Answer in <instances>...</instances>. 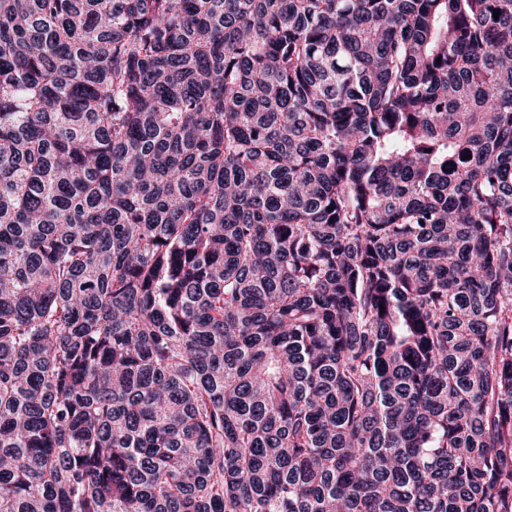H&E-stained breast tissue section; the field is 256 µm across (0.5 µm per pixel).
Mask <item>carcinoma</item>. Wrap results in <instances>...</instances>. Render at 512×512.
I'll use <instances>...</instances> for the list:
<instances>
[{
	"mask_svg": "<svg viewBox=\"0 0 512 512\" xmlns=\"http://www.w3.org/2000/svg\"><path fill=\"white\" fill-rule=\"evenodd\" d=\"M0 512H512V0H0Z\"/></svg>",
	"mask_w": 512,
	"mask_h": 512,
	"instance_id": "cac0c4a2",
	"label": "carcinoma"
}]
</instances>
